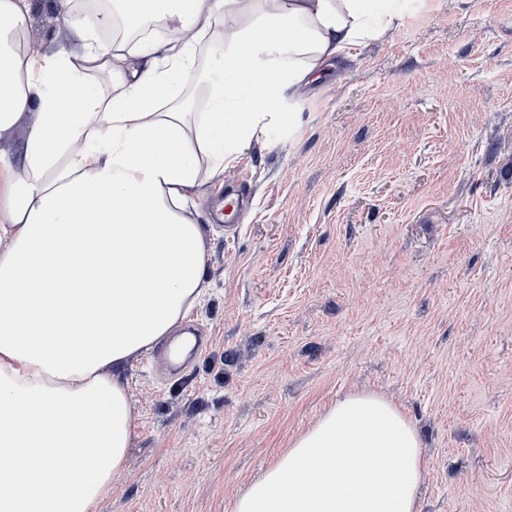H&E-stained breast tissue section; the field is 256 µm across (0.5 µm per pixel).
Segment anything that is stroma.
<instances>
[{
  "mask_svg": "<svg viewBox=\"0 0 512 512\" xmlns=\"http://www.w3.org/2000/svg\"><path fill=\"white\" fill-rule=\"evenodd\" d=\"M31 49L83 66L62 0H30ZM282 90L292 125L187 191L204 230L202 338L125 380L137 420L98 512H235L348 392L392 400L427 462L419 512H512V0L408 4L400 28ZM35 112L0 130V193ZM246 171L233 237L213 196Z\"/></svg>",
  "mask_w": 512,
  "mask_h": 512,
  "instance_id": "obj_1",
  "label": "stroma"
}]
</instances>
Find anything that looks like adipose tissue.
Instances as JSON below:
<instances>
[{
  "label": "adipose tissue",
  "instance_id": "obj_1",
  "mask_svg": "<svg viewBox=\"0 0 512 512\" xmlns=\"http://www.w3.org/2000/svg\"><path fill=\"white\" fill-rule=\"evenodd\" d=\"M137 40L106 43L70 12L103 95L65 56L20 49L28 0H0V129L33 110L27 177L0 196V512H98L124 469L121 373L170 336L206 287L187 188L294 122L281 87L390 35L395 0H114ZM224 52L199 69L203 40ZM203 93L195 111L185 88ZM420 438L388 399L350 392L283 450L235 512H417Z\"/></svg>",
  "mask_w": 512,
  "mask_h": 512
}]
</instances>
